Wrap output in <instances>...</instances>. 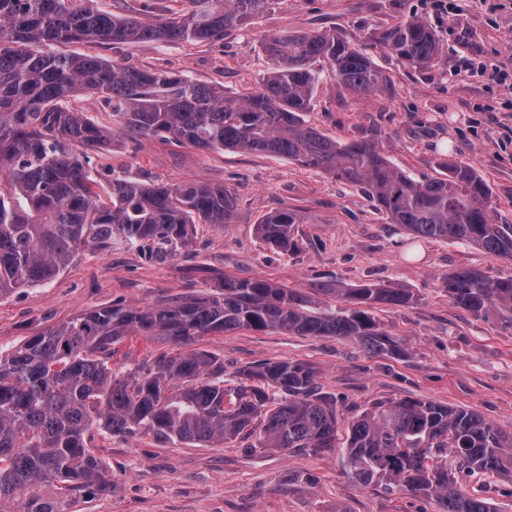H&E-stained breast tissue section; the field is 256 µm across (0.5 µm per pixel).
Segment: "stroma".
<instances>
[{"mask_svg": "<svg viewBox=\"0 0 512 512\" xmlns=\"http://www.w3.org/2000/svg\"><path fill=\"white\" fill-rule=\"evenodd\" d=\"M450 3L451 12L442 17L430 0H287L215 46L141 44L116 55L75 43L66 50L183 72L244 96L257 90L270 70L261 49L268 35L333 29L356 42L418 17L439 39L438 65L412 69L371 45L391 91L356 99L329 67H321L306 120L332 138L373 142L418 181L443 177L439 160L471 163L491 190L500 223L512 224V97L464 70L468 61L512 58V0ZM90 174L102 195L117 176L221 184L237 197V218L231 224L194 225L189 245L174 253L161 243L148 253L121 242L106 253L82 247L51 281L0 299V347L95 308L151 307L216 294L228 276L265 277L293 288L394 284L408 289L412 302L377 304L370 314L404 349L400 358L369 354L349 338L251 329L205 335L195 346L223 361L228 380L238 369L263 361L313 364L324 392L336 400L343 429L372 403L411 398L473 410L512 432V327L495 315L476 317L459 308L444 283L458 268L511 278L512 260L458 241L416 238L389 223L359 186L282 157L155 139L135 145L118 135L111 148L93 153ZM281 209L298 216L297 251H281L256 234L262 218ZM173 350L160 339L128 336L115 344L112 368L123 372ZM256 442V436L243 434L206 445L164 444L92 430L88 446L112 487L78 498L74 512H440L433 499L359 485L341 449L263 451ZM448 470L496 512H512V482L459 470L453 458Z\"/></svg>", "mask_w": 512, "mask_h": 512, "instance_id": "1", "label": "stroma"}]
</instances>
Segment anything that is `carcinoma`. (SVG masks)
I'll return each mask as SVG.
<instances>
[{
	"mask_svg": "<svg viewBox=\"0 0 512 512\" xmlns=\"http://www.w3.org/2000/svg\"><path fill=\"white\" fill-rule=\"evenodd\" d=\"M94 0H0V298L60 274L85 244L101 251L112 240L185 246L191 224H229L236 197L222 185L185 181L157 185L112 179L105 201L93 189L86 150L112 145V129L63 107L79 93L112 102L120 132L201 150L287 157L365 189L391 224L424 239L467 242L512 259V224L496 222L490 190L476 168L443 161L445 177L416 181L366 140L331 139L306 125L325 63L359 99L390 90L368 42L412 68L438 62L435 32L417 17L376 29L360 42L334 30L288 31L262 43L272 63L254 93L183 73L68 55L52 47L77 42L120 50L139 43L214 44L254 15L284 0H174L169 16L122 17ZM297 215L277 210L256 225L283 250L296 244ZM453 302L512 326V278L492 279L460 268L445 280ZM345 303L320 306L322 297ZM405 288L314 284L290 288L271 279L224 277V292L154 307L94 309L0 349V512H72L75 497L105 491L102 463L86 436L95 427L154 440L212 443L259 430V448L336 447L335 401L306 362H258L224 385V363L190 348L195 338L238 328L336 336L370 354L404 349L368 316L373 304L405 305ZM137 333L167 337L178 350L153 366L112 371V344ZM284 395L272 403L268 389ZM346 467L363 486L399 489L434 499L440 512H494L468 495L446 459L512 481V433L478 413L432 400L376 402L350 423Z\"/></svg>",
	"mask_w": 512,
	"mask_h": 512,
	"instance_id": "1",
	"label": "carcinoma"
}]
</instances>
